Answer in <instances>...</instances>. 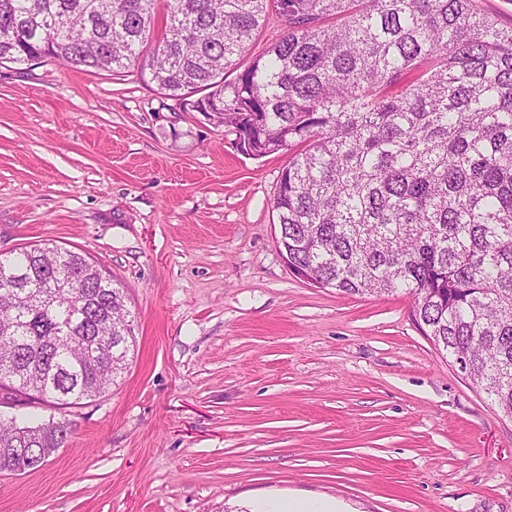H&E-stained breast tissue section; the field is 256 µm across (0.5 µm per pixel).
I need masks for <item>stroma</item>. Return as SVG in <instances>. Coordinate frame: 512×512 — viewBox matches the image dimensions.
<instances>
[{
	"label": "stroma",
	"mask_w": 512,
	"mask_h": 512,
	"mask_svg": "<svg viewBox=\"0 0 512 512\" xmlns=\"http://www.w3.org/2000/svg\"><path fill=\"white\" fill-rule=\"evenodd\" d=\"M287 158L163 98L140 71L0 65V253L49 243L120 281L119 384L70 415L0 512H512V420L411 317L413 298L295 278L272 209ZM336 505L319 500L289 499L274 502H262L255 506L253 512H341Z\"/></svg>",
	"instance_id": "stroma-1"
}]
</instances>
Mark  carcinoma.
Segmentation results:
<instances>
[{
  "label": "carcinoma",
  "instance_id": "obj_1",
  "mask_svg": "<svg viewBox=\"0 0 512 512\" xmlns=\"http://www.w3.org/2000/svg\"><path fill=\"white\" fill-rule=\"evenodd\" d=\"M471 2L166 0L157 36L158 0H0V63L137 65L243 154L288 155L273 199L288 269L407 291L422 333L512 420V27ZM271 10L283 33L241 66ZM125 300L71 249L0 257V389L59 409L109 391L134 342ZM71 434L0 421V474Z\"/></svg>",
  "mask_w": 512,
  "mask_h": 512
}]
</instances>
